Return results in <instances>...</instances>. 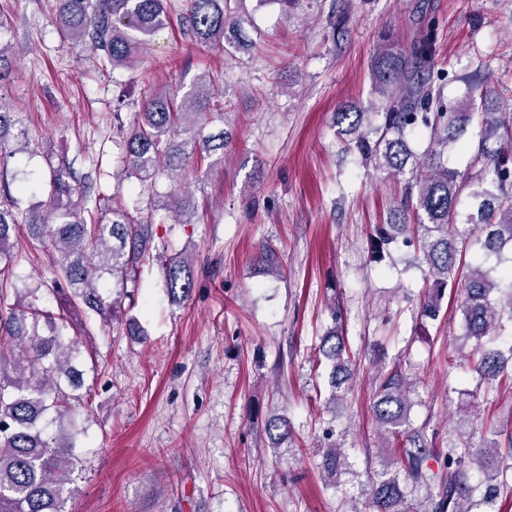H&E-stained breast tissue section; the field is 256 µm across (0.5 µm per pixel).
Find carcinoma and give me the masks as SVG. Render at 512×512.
Segmentation results:
<instances>
[{
    "mask_svg": "<svg viewBox=\"0 0 512 512\" xmlns=\"http://www.w3.org/2000/svg\"><path fill=\"white\" fill-rule=\"evenodd\" d=\"M52 10L66 38L88 45L111 68L126 65L145 49L148 37L171 22L167 0H52ZM243 19L227 8V0H187L179 26L193 43L224 47L236 36ZM16 53L0 39V83L12 71ZM434 60L420 43L397 52L381 53L374 76L382 97L383 122L375 137L362 130L364 113H336L341 123L350 116L347 132L353 145L377 169L394 177H406L404 194L394 209L391 223L375 226L372 256L392 244L402 243L417 251L428 267V292L420 300V316L435 319L447 288L463 283L460 311L465 336L477 342L472 369L485 381H495L505 361L483 338L499 335L512 326V272L493 278L491 270L477 263L462 273L457 261L459 246H474L482 257L498 256L512 246V113L490 107L496 91L472 84L468 96L456 109H449L434 86ZM210 84L200 78L183 95L156 92L142 102L139 118L130 129L122 163L126 174L143 180L164 169L174 171L199 154L224 157L227 137L207 126L224 112L211 111ZM480 128L474 146L475 170L462 175L443 163L448 150L462 144L471 124ZM422 130L428 146L417 155L408 146L407 135ZM188 137L177 142L174 136ZM14 139L15 155L24 150L25 130L18 113L0 96V150ZM469 190L476 213L458 223L461 196ZM92 183L76 180L65 168L51 167V191L28 217L29 234L49 242L57 253L54 277L46 285L60 296L54 313L36 305L40 289L16 291V301L0 306V340L6 339L20 354L0 355V512H65L71 497V474L76 459L66 435H47V429L84 400L81 371L73 364L79 353L76 315L92 311L107 324H136L123 320L122 291L106 300L99 283L106 275L120 281L132 279L144 262L156 261L164 270L166 290L175 303L187 300L195 280L192 259L179 253H152L148 241L152 225L122 207L109 206L98 196L95 208L85 206ZM19 212L11 194L0 196V272L12 269L11 237L19 224ZM507 288L506 304L495 294ZM322 356L332 362V387L340 389L353 378L348 341L342 329L330 327L322 336ZM413 382L400 370L376 378L373 415L379 427L392 438V466L380 473L370 492L372 512H416L402 481L426 487L433 512H469L473 494L484 489L481 503L494 512L501 477L512 460V430L493 432L479 448L450 447L440 454L428 446L420 430L410 428ZM264 431L272 447H279L291 434L285 415L268 419ZM321 468L336 477L346 464L338 448H320ZM440 462L441 474L429 467ZM482 475L481 485L468 483V471Z\"/></svg>",
    "mask_w": 512,
    "mask_h": 512,
    "instance_id": "cac0c4a2",
    "label": "carcinoma"
}]
</instances>
